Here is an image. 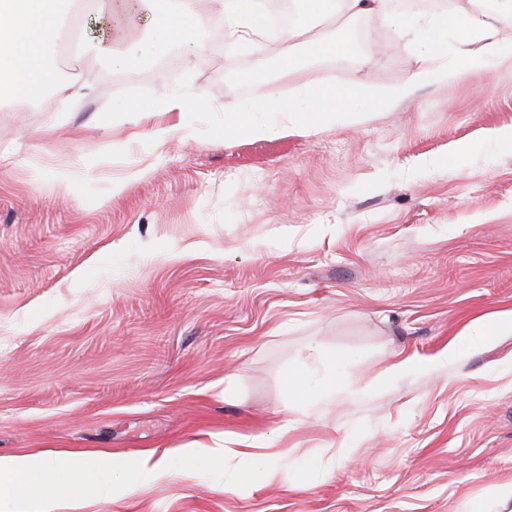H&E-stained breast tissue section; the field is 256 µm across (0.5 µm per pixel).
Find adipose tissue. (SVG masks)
Here are the masks:
<instances>
[{"mask_svg":"<svg viewBox=\"0 0 512 512\" xmlns=\"http://www.w3.org/2000/svg\"><path fill=\"white\" fill-rule=\"evenodd\" d=\"M145 0H93L89 35L97 51L107 57L113 68L126 69L151 54L157 41L175 40L196 48L195 33L212 17L224 20L227 38L244 41L262 33L267 13L262 0H146L156 32V41L146 40L138 24L140 4ZM307 13L383 14L394 30L401 47L415 52L424 62L408 79L381 101L392 107L415 96L429 78L458 77L456 66L440 62L438 36L452 30L459 37L460 57L483 60L512 50V34L497 27V17L512 15V0H496L495 13L477 6H459L439 14L413 15L392 13L387 0H304ZM67 0H0V101L26 97L38 91L57 88L62 78L50 59L55 34L67 15ZM72 465L58 456L45 457L39 467L24 463L23 455L0 459V487L6 495L37 508L54 512V502L39 498L42 484L56 485L67 498L75 491L67 475Z\"/></svg>","mask_w":512,"mask_h":512,"instance_id":"ef3b65f1","label":"adipose tissue"}]
</instances>
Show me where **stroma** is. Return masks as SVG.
I'll return each instance as SVG.
<instances>
[{
    "label": "stroma",
    "instance_id": "1",
    "mask_svg": "<svg viewBox=\"0 0 512 512\" xmlns=\"http://www.w3.org/2000/svg\"><path fill=\"white\" fill-rule=\"evenodd\" d=\"M367 29L371 59L291 68L279 91L393 89L420 67L382 17ZM197 39L135 64L176 61L140 88L186 75L224 111L247 95L225 69L288 53L265 34ZM54 61L82 94L0 102V457L225 449L134 494L81 484L83 512H512V327L438 361L512 316V150L495 138L512 60L262 140L204 137L161 106L102 121L121 88L92 41ZM300 374L331 402L290 392ZM502 328V323H497L494 328H491L487 322H480L474 325L472 331L467 335L466 343L452 347L447 350L445 356L439 358L438 361H448L457 357L461 352L474 348L478 345L487 343L492 336H495Z\"/></svg>",
    "mask_w": 512,
    "mask_h": 512
}]
</instances>
